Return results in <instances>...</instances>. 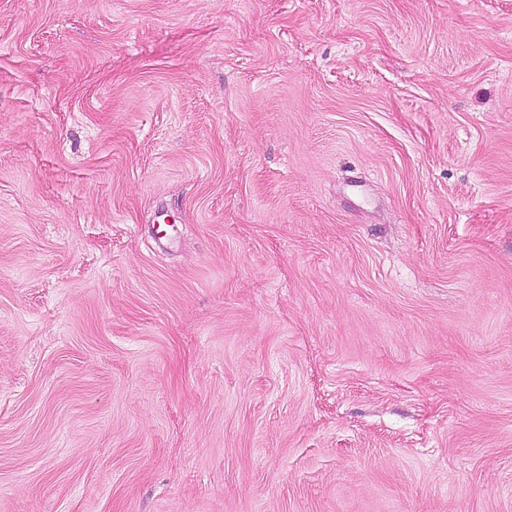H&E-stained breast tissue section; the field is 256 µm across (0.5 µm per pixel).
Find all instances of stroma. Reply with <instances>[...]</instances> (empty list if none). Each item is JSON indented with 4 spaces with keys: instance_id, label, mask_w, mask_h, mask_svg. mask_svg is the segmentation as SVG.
I'll return each instance as SVG.
<instances>
[{
    "instance_id": "35a3bbf8",
    "label": "stroma",
    "mask_w": 512,
    "mask_h": 512,
    "mask_svg": "<svg viewBox=\"0 0 512 512\" xmlns=\"http://www.w3.org/2000/svg\"><path fill=\"white\" fill-rule=\"evenodd\" d=\"M0 512H512V0H0Z\"/></svg>"
}]
</instances>
